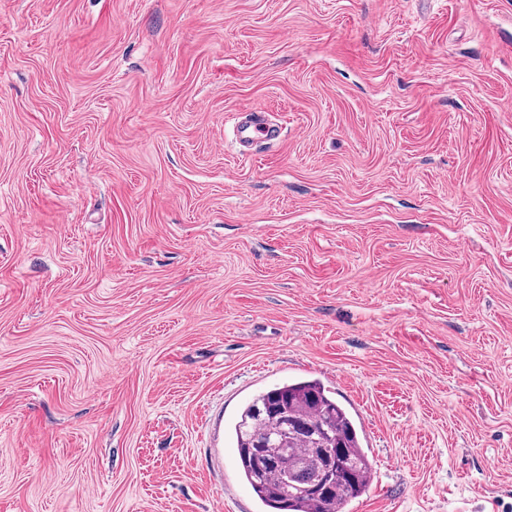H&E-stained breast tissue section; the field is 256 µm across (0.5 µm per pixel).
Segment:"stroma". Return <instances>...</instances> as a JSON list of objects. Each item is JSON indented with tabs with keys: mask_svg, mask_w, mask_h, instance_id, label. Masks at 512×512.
<instances>
[{
	"mask_svg": "<svg viewBox=\"0 0 512 512\" xmlns=\"http://www.w3.org/2000/svg\"><path fill=\"white\" fill-rule=\"evenodd\" d=\"M510 101L512 0H0V512H263L313 379L346 512H512ZM234 134L241 156L250 157L258 145L278 140L281 127L276 122L268 121L263 113L245 107L238 114ZM232 433L241 476L264 512H343L373 481L354 419L316 380L259 393ZM334 466L336 479L325 480Z\"/></svg>",
	"mask_w": 512,
	"mask_h": 512,
	"instance_id": "1",
	"label": "stroma"
}]
</instances>
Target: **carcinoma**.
I'll use <instances>...</instances> for the list:
<instances>
[{"mask_svg":"<svg viewBox=\"0 0 512 512\" xmlns=\"http://www.w3.org/2000/svg\"><path fill=\"white\" fill-rule=\"evenodd\" d=\"M232 433L241 476L264 512H344L373 481L354 419L316 380L259 393Z\"/></svg>","mask_w":512,"mask_h":512,"instance_id":"1","label":"carcinoma"}]
</instances>
